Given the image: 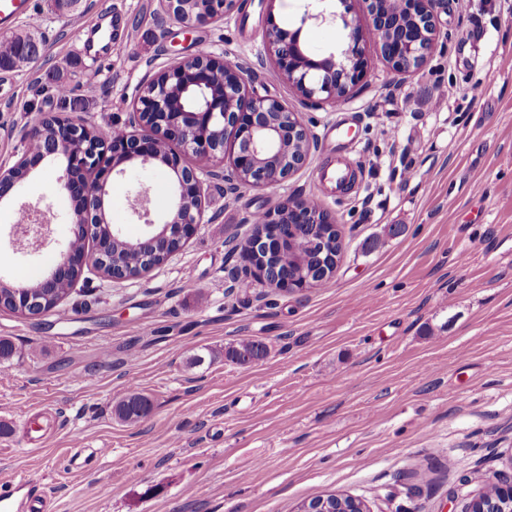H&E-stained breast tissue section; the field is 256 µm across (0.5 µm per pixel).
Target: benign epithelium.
<instances>
[{
  "instance_id": "1",
  "label": "benign epithelium",
  "mask_w": 512,
  "mask_h": 512,
  "mask_svg": "<svg viewBox=\"0 0 512 512\" xmlns=\"http://www.w3.org/2000/svg\"><path fill=\"white\" fill-rule=\"evenodd\" d=\"M185 29L210 26L231 14L238 0H195L196 14L187 16L185 0H160ZM268 3L269 22L265 52L278 79L288 82L303 98L330 105L344 102L365 76L363 27L377 37L381 57L403 75L419 72L441 36L438 15L447 0H403L408 18L391 9V0H337L344 11L324 6L326 0H304L300 25L281 26ZM341 21L345 43L320 53L307 50L303 25ZM121 133L105 136L92 133L84 121L69 112L42 115L22 131L24 143L39 146L23 149L16 162L33 170L47 158H59L57 184L73 202L86 204L82 218L70 222V237L59 253V261L38 282L50 290L61 281L76 284L86 269H94L114 280H127L125 253L140 252L171 257L169 250L181 249L204 220V189L208 179L221 178L233 189L269 188L287 182L304 168L316 146V136L301 113L288 103L261 94L250 85L248 67L214 53H194L168 63L148 78ZM162 165L175 177L171 211L160 225L149 219L148 196L138 191L132 212L149 227L135 242H123L124 251L111 249L120 233L105 219L104 197L107 176L122 174L126 165ZM14 166H0V199L18 184ZM259 223L268 225L266 255L258 262L239 258L244 276L233 271L236 281H256L289 294L316 287L317 281H297L268 265L272 254L286 245L279 233L283 224H334L336 217L300 196H289L257 212ZM49 224L35 221L26 227L35 247L48 243ZM90 239L92 251L76 252L71 244ZM0 307L24 316L47 313L44 301L30 294L0 295ZM493 496L481 491L472 496L466 512H512V474L497 473Z\"/></svg>"
}]
</instances>
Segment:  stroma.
Listing matches in <instances>:
<instances>
[{"instance_id": "35a3bbf8", "label": "stroma", "mask_w": 512, "mask_h": 512, "mask_svg": "<svg viewBox=\"0 0 512 512\" xmlns=\"http://www.w3.org/2000/svg\"><path fill=\"white\" fill-rule=\"evenodd\" d=\"M76 23L32 0L44 46L36 70L0 71V164L44 112L69 111L109 134L143 82L199 47L247 61L255 87L301 112L320 142L307 166L272 188L207 185L204 222L166 263L114 281L84 272L56 308L35 317L0 309V338L29 348L0 363V478L17 473L52 512H296L331 493L370 512H464L480 477L512 467V0H448L439 41L405 77L365 35L367 73L339 107L304 100L263 65L268 18L295 24L296 0H242L223 22L183 31L158 0H91ZM455 93L436 104L437 84ZM337 129L357 187L318 178ZM46 160L0 201V278L36 282L58 261L73 204ZM174 174L128 166L109 176L105 214L122 238L145 227L130 201L146 190L166 218ZM299 195L335 215L345 249L330 285L286 294L255 283L230 291L229 239ZM48 210L50 245L19 248L20 206ZM403 225L390 236V225ZM379 238L374 250L364 243ZM258 340L249 365L225 347ZM203 354L191 366L189 358ZM152 403L139 425L113 406L128 386ZM59 422L31 442L23 421ZM110 448L74 465L73 440Z\"/></svg>"}]
</instances>
